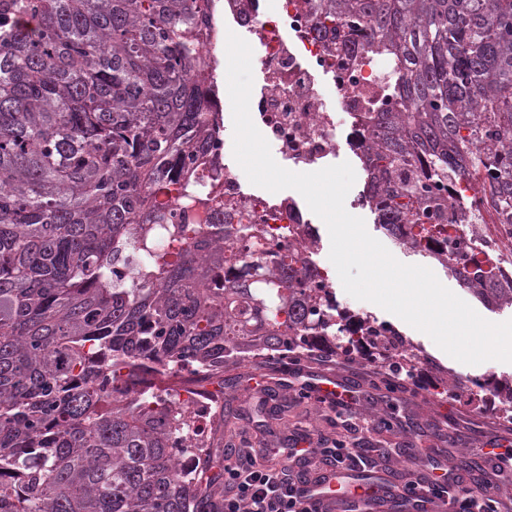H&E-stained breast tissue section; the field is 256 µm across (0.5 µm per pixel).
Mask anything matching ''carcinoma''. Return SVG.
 <instances>
[{
    "instance_id": "cac0c4a2",
    "label": "carcinoma",
    "mask_w": 512,
    "mask_h": 512,
    "mask_svg": "<svg viewBox=\"0 0 512 512\" xmlns=\"http://www.w3.org/2000/svg\"><path fill=\"white\" fill-rule=\"evenodd\" d=\"M211 0H0V512H224V452L183 471L174 368L377 336L317 288L313 248L224 219L202 44ZM336 50L386 58L395 107L361 156L378 224L488 309L512 308L448 215L481 189L512 226V0H319ZM224 431V401L205 425Z\"/></svg>"
}]
</instances>
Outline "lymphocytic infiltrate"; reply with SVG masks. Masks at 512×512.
I'll use <instances>...</instances> for the list:
<instances>
[{"label":"lymphocytic infiltrate","instance_id":"f902f5d3","mask_svg":"<svg viewBox=\"0 0 512 512\" xmlns=\"http://www.w3.org/2000/svg\"><path fill=\"white\" fill-rule=\"evenodd\" d=\"M366 437L328 441L317 438L315 448L302 457L300 467L275 469L259 463L253 453L228 452L224 455V512H307L297 496V484L304 473L327 467L352 470L376 466L390 458L389 448L370 447L369 433L390 427L389 419H366ZM488 466L476 489L463 485L459 474L444 469L436 478L415 479L407 485L410 495H424L426 502L441 507L451 505L453 512H501L499 491L507 482L512 457L499 453L484 456Z\"/></svg>","mask_w":512,"mask_h":512}]
</instances>
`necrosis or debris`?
<instances>
[{
  "label": "necrosis or debris",
  "instance_id": "obj_1",
  "mask_svg": "<svg viewBox=\"0 0 512 512\" xmlns=\"http://www.w3.org/2000/svg\"><path fill=\"white\" fill-rule=\"evenodd\" d=\"M222 19L255 50L250 111L283 167L316 171L335 164L341 147L364 151L372 141L371 102L385 75L377 56L337 55L315 31L309 0H224ZM324 76L336 90L333 110L321 92ZM340 113L346 116L341 125ZM218 153L225 161L224 197L237 204L233 220L269 225L283 244L293 235L309 238L308 219L294 198L258 192L228 165L232 126H225ZM466 243L503 276L512 275V236L477 229Z\"/></svg>",
  "mask_w": 512,
  "mask_h": 512
}]
</instances>
